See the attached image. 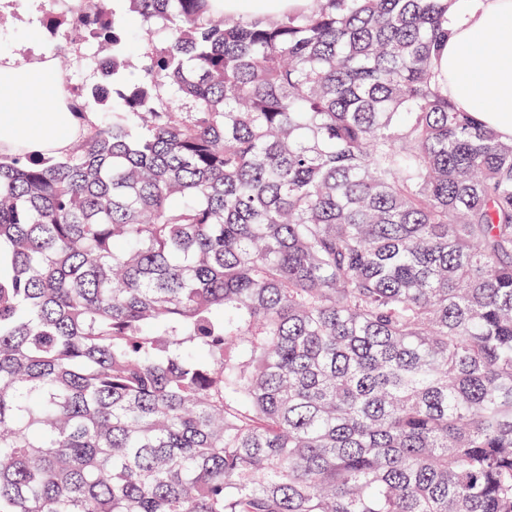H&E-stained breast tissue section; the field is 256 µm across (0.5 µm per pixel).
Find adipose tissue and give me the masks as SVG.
<instances>
[{
  "instance_id": "obj_1",
  "label": "adipose tissue",
  "mask_w": 512,
  "mask_h": 512,
  "mask_svg": "<svg viewBox=\"0 0 512 512\" xmlns=\"http://www.w3.org/2000/svg\"><path fill=\"white\" fill-rule=\"evenodd\" d=\"M225 15L276 19L309 0H222ZM438 68L456 106L512 140V0H456ZM66 80L51 55L21 60L0 53V153L17 147L66 155L86 124L69 108Z\"/></svg>"
}]
</instances>
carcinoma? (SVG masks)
Returning <instances> with one entry per match:
<instances>
[{"label": "carcinoma", "instance_id": "cac0c4a2", "mask_svg": "<svg viewBox=\"0 0 512 512\" xmlns=\"http://www.w3.org/2000/svg\"><path fill=\"white\" fill-rule=\"evenodd\" d=\"M72 2L94 120L0 154V512H512V141L452 0ZM226 16H256L269 19L306 10L309 0H219Z\"/></svg>", "mask_w": 512, "mask_h": 512}]
</instances>
